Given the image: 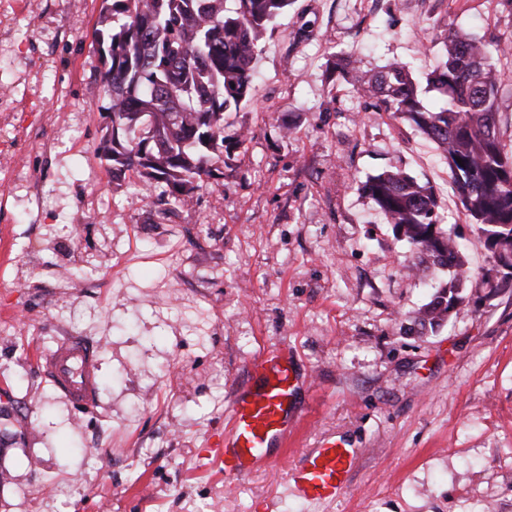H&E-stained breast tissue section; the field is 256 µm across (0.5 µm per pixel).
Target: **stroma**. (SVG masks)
<instances>
[{
	"instance_id": "35a3bbf8",
	"label": "stroma",
	"mask_w": 512,
	"mask_h": 512,
	"mask_svg": "<svg viewBox=\"0 0 512 512\" xmlns=\"http://www.w3.org/2000/svg\"><path fill=\"white\" fill-rule=\"evenodd\" d=\"M107 17L104 0H0V512H512V291L409 332L448 271L395 237L370 176L430 183L472 278L493 260L433 144L330 68L424 79L451 30L512 37V0H293L224 114L221 184L173 210L100 157ZM69 333L97 351L89 408L39 365ZM274 348L297 381L288 436L227 479L209 450ZM328 441L355 463L316 505L290 471Z\"/></svg>"
}]
</instances>
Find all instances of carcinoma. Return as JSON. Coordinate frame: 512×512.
Segmentation results:
<instances>
[{
  "instance_id": "cac0c4a2",
  "label": "carcinoma",
  "mask_w": 512,
  "mask_h": 512,
  "mask_svg": "<svg viewBox=\"0 0 512 512\" xmlns=\"http://www.w3.org/2000/svg\"><path fill=\"white\" fill-rule=\"evenodd\" d=\"M112 0L118 18L96 43L108 67L101 90L111 102V133L102 152L116 184L136 178L162 185L158 201L185 206L226 164L224 112L247 100L258 42L290 0ZM358 89L380 100L431 140L448 162L460 203L475 226L477 244L503 275L470 284L467 261L439 214L434 188L398 167L365 183L368 196L393 226L449 277L412 316L432 333L476 299L512 288V149L498 124V69L484 46L458 30L445 38V59L426 78L437 102L424 103L408 64L393 62L355 76ZM150 142L151 159L141 147ZM463 163H458L457 159Z\"/></svg>"
}]
</instances>
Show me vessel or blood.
Returning <instances> with one entry per match:
<instances>
[{
  "label": "vessel or blood",
  "mask_w": 512,
  "mask_h": 512,
  "mask_svg": "<svg viewBox=\"0 0 512 512\" xmlns=\"http://www.w3.org/2000/svg\"><path fill=\"white\" fill-rule=\"evenodd\" d=\"M43 361L48 379L68 402L84 408L93 405L96 351L83 337H66ZM252 372L254 387L233 400L229 437L210 451L212 465L230 477L245 476L259 463L271 460L288 429L294 391L288 366L272 350L253 363ZM353 465L352 451L330 442L296 468L291 480L305 499L330 501L347 485Z\"/></svg>",
  "instance_id": "obj_1"
}]
</instances>
